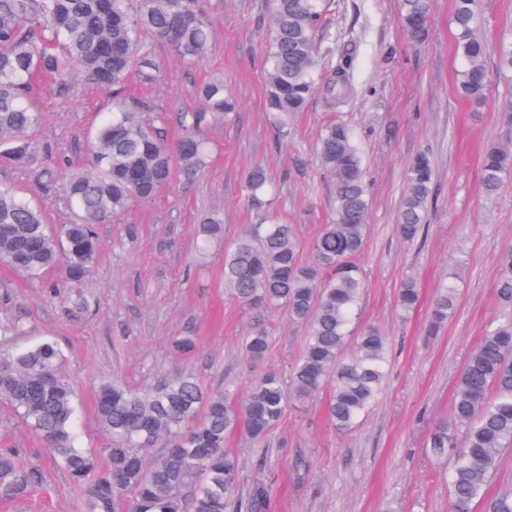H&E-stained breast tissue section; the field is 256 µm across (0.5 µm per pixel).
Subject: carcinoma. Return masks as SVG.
<instances>
[{"mask_svg":"<svg viewBox=\"0 0 512 512\" xmlns=\"http://www.w3.org/2000/svg\"><path fill=\"white\" fill-rule=\"evenodd\" d=\"M199 0H0V164L61 178L62 192L77 220L59 229L46 223L42 207L0 185V262L32 282L63 266L64 282L80 283L95 263L94 225L153 199L177 175L194 177L205 167L208 142L202 128L235 109L216 77L196 89L200 108L180 117L182 135L169 146L146 118L141 105L121 96L129 78L150 79L159 68L147 38L167 43L181 61L204 55L211 38ZM325 0H272L265 53L266 110L281 136L316 93L339 107L355 91V52L346 51L332 72L318 78L326 29ZM430 0H399V25L412 43L428 35ZM455 50L461 61L456 89L469 105L483 107L489 80L487 47L479 34L480 0H454ZM498 66L512 71V28L497 45ZM80 74L114 94L111 112L92 133L89 167L64 162L45 166L31 149V131L41 113L31 101L34 81L47 76L59 91ZM317 154L335 181L331 217L315 239L310 260L300 259L294 226L270 216L252 224L224 248V288L249 307L280 309L307 325L305 347L288 383L266 373L237 403L229 388L203 389L182 374L133 391L114 380L99 389L95 413L108 442L97 456L78 446L77 405L61 373L63 354L42 341L0 357V400L45 444L71 481L86 489V512H269L270 488L256 479L248 495L239 492L237 460L224 451L229 435L240 433L256 446L258 457L293 400L312 397L333 384L327 417L338 431H350L375 403L389 363L386 336L375 326L354 334L364 278L357 259L363 251L370 194L363 177L358 136L337 120L327 125ZM433 167L419 153L407 170L396 231L407 242L425 235L431 203ZM512 184V146L489 145L483 154L482 186L489 198ZM251 205L262 209L272 189L260 165L244 185ZM223 236L222 224L207 217L199 225L197 257ZM457 286L439 284L432 326L455 309ZM498 319L486 329L457 379L450 418L431 429L427 448L436 458H451L448 487L452 512H471L476 501L485 512H512V489L492 498L485 489L498 466L501 449L512 445V250L500 257L495 288ZM413 279L398 294L402 312L419 304ZM355 351L342 356L348 342ZM249 358L261 363L269 347L267 328L257 323L244 337ZM39 482L14 452L0 449V497L24 496Z\"/></svg>","mask_w":512,"mask_h":512,"instance_id":"1","label":"carcinoma"}]
</instances>
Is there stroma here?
I'll use <instances>...</instances> for the list:
<instances>
[{
	"instance_id": "35a3bbf8",
	"label": "stroma",
	"mask_w": 512,
	"mask_h": 512,
	"mask_svg": "<svg viewBox=\"0 0 512 512\" xmlns=\"http://www.w3.org/2000/svg\"><path fill=\"white\" fill-rule=\"evenodd\" d=\"M327 31L336 47L356 49V91L342 109L315 96L296 115L287 138H278L266 115L265 21L270 0H205L212 40L202 61L189 67L163 42H152L161 65L155 81L134 78L128 95L146 103L167 140L180 132L181 113L197 108L195 90L220 76L237 101L231 118L206 128L214 152L191 181L177 180L151 201L98 225L95 271L76 290L86 305L67 313L50 298L46 283L32 284L0 265V326L21 322L24 332L0 336V355L46 339L58 342L62 374L72 384L80 414L78 444L99 451L107 437L95 418L99 385L118 378L136 390L191 372L203 388L232 385L245 398L262 373L289 376L300 359L307 329L286 310L257 312L224 290V249L216 247L205 269L193 262L203 218L218 217L225 244L259 216L243 194L246 171L265 168L276 186L270 209L293 224L301 259L333 207V182L316 154L325 124L343 116L365 133L364 175L372 208L361 267L366 288L359 323L378 327L392 353L384 390L351 431H336L326 418L330 387L290 403L273 430L264 457L240 434L224 448L238 461L240 490L256 478L273 488L271 512H450L446 467L426 446L434 423L449 416L458 373L500 313L494 286L499 260L512 249V186L487 198L481 182L484 147L512 141V73H501L488 52L487 104L473 109L455 87L452 0H431L427 39L407 41L398 22V0H330ZM33 95L43 112L32 133L37 149L72 165L88 162L87 139L108 112V92L74 80L67 95L45 83ZM430 150L435 171L428 233L414 243L396 233L409 162ZM456 273L455 312L438 331L425 329L438 282ZM414 278L418 307L401 315L398 290ZM270 333L261 364L246 356L242 339L254 323ZM189 335L192 354L172 342ZM15 450L22 466L37 469L38 486L18 500L0 499V512H85V492L59 468L44 444L0 402V449Z\"/></svg>"
}]
</instances>
